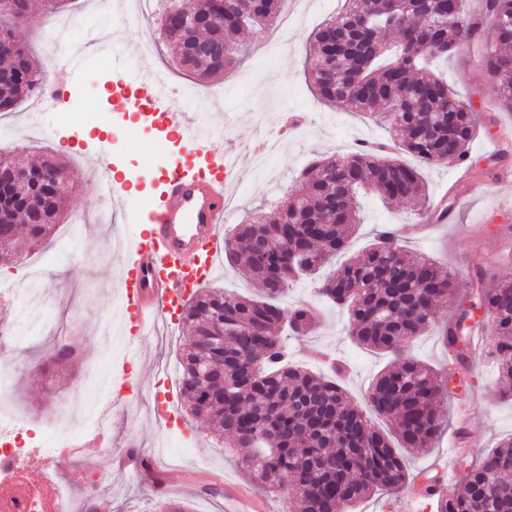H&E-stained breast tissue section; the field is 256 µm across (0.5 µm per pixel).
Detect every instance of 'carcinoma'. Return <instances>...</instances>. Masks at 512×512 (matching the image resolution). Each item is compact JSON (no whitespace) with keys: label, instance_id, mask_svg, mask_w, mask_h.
<instances>
[{"label":"carcinoma","instance_id":"carcinoma-1","mask_svg":"<svg viewBox=\"0 0 512 512\" xmlns=\"http://www.w3.org/2000/svg\"><path fill=\"white\" fill-rule=\"evenodd\" d=\"M0 104L13 106L42 86L46 70L17 36L18 14L1 7ZM190 0L180 6L195 18L188 28L164 26L169 48L186 71L208 78L236 65L239 51L224 59L198 49L201 42L226 45L231 36L254 33L258 21H273L280 0ZM344 0L340 11L313 31V56L304 73L331 107L363 114L384 107L378 120L400 136V149L424 164L473 166L469 147L476 135L470 103L455 94L433 63L472 41L476 25L460 0ZM491 21L495 49L481 58L496 100L512 111V0H481ZM457 137L448 143V123ZM306 190L272 208H256L224 235V255L261 284L245 297L206 287L186 304L180 350L179 392L187 412L243 450V468L261 485L280 490L291 483L288 512H353L377 491L396 493L411 483L402 451L421 453L448 427L447 398L437 372L410 353L412 341L438 328L444 345L465 365L467 312L457 297L456 274L434 260L413 256L390 227L380 230L362 259L346 263L319 281L324 302L346 311L351 336L361 347L391 357L371 384V410L393 423L396 441L381 432L332 377L314 374L288 359L278 328L304 336L318 319L315 307L285 306L296 282L313 277L348 248L362 224L358 195L375 193L414 211L428 200L420 169L396 158L393 148L363 145L344 156L314 159L302 171ZM31 200L26 208L3 207V234H24L32 247L60 223L62 197L32 202V188L14 186ZM268 245V259L257 249ZM497 287L482 295L493 321L487 356L497 368L500 395L512 400V269L497 273ZM448 301L451 322L439 324L435 307ZM73 346L58 340L56 362H69ZM437 512H512V437L472 467L464 484L439 497Z\"/></svg>","mask_w":512,"mask_h":512}]
</instances>
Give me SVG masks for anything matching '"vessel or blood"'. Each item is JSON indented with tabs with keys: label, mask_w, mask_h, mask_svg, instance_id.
Masks as SVG:
<instances>
[{
	"label": "vessel or blood",
	"mask_w": 512,
	"mask_h": 512,
	"mask_svg": "<svg viewBox=\"0 0 512 512\" xmlns=\"http://www.w3.org/2000/svg\"><path fill=\"white\" fill-rule=\"evenodd\" d=\"M143 88L156 109L183 128L186 151L211 156L212 162L203 171L178 169L167 174L166 201L156 208L136 209L122 185L104 176L108 159L96 160L100 173L89 180L90 190L122 207L127 223L141 227L126 243L119 304L129 330L139 336L173 321L182 302L203 286L224 248L227 196L240 166L238 155H212L206 133L186 124L182 113L172 111L152 77L144 78Z\"/></svg>",
	"instance_id": "vessel-or-blood-1"
}]
</instances>
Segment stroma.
Listing matches in <instances>:
<instances>
[{
    "label": "stroma",
    "mask_w": 512,
    "mask_h": 512,
    "mask_svg": "<svg viewBox=\"0 0 512 512\" xmlns=\"http://www.w3.org/2000/svg\"><path fill=\"white\" fill-rule=\"evenodd\" d=\"M283 13L295 24L293 44L288 52L272 54L274 28L248 35L249 50L235 70L204 83L205 91L219 94L220 104L211 109L210 125H223V136L214 138L215 153L236 151L244 156L240 178L233 191L230 224L240 223L244 214L259 204L271 205L291 194L301 193L302 170L319 153L343 155L355 140L388 138V130L354 112L334 111L325 106L308 87L304 61L311 49L308 36L328 16L325 0H305L293 8L283 0ZM60 19L70 20L68 41L78 61L72 64V81L65 97L47 100L36 110V98L18 103L12 111L0 112V125L16 126L20 134L0 144V157L27 153L32 160L54 156L72 168L91 174L98 156H108L112 165L122 166L136 184L131 203L141 207L159 204L163 191L162 174L169 167L197 168L201 160L189 155L167 116L154 112H132L115 89L116 76H123L131 89H138L149 68L138 52L142 36H153L156 62L176 67L160 32L157 14L124 18L110 12L97 17L84 0H68ZM437 69L449 85L470 101L476 115L477 134L471 145L475 162L470 183H458L456 168L437 164L423 168L430 204H444L453 220L424 234H417L419 215L402 203L382 206L375 194L361 197L365 216L346 253L331 261L339 267L348 258L360 255L376 228L393 225L400 244L415 254H424L448 265L461 281L460 300L480 304L492 279L474 284L470 267L483 260L487 270L499 268L502 258L512 255V154L499 153L500 130H512V112L498 108L485 82L477 51L465 47L448 60L438 61ZM84 112H101L102 124L90 127L80 118ZM280 141V150L266 169H257L251 146L259 137ZM160 146L159 155L148 152L149 145ZM67 220L81 219L78 235L60 242L58 235L33 250L23 252L17 263L0 267V290L22 289L27 282V264L44 263L43 288L47 294L34 318H26L24 303L12 297L0 300V357L22 355L23 362L13 373L10 393L28 419L46 420L50 404L71 394L84 380L91 364L102 373L113 367L103 357L98 339L104 315L113 310L117 299L123 254L113 249L103 255L109 240L133 236L137 227L123 221L122 211L109 199L99 197L85 186H78L64 201ZM64 329L75 348L71 363L51 362L52 335ZM182 327L173 325L162 335L126 338L123 349L130 357L128 372H140L141 394L133 415L122 414V401L108 422L113 449L135 448L153 455L164 446L163 474L150 482L131 470L113 463L111 451L88 456L72 465L58 468L55 479H48L47 457L31 454L23 472L27 484L38 486L44 500L63 494L80 503V487L95 480V497L109 500V512H150L163 501L188 503L192 512H218L224 500L202 495L204 479L220 485L231 481L252 491L264 502L266 512H287L288 496L269 493L242 468L240 451L226 447L224 439L199 427L190 417H182L176 427L164 430L155 422L152 404L156 389L153 373L165 370L171 383H179V352ZM293 362L313 372H324L317 357L330 353L347 364L349 373L343 385L351 398L366 406L369 385L383 368L386 356L361 349L351 341L345 311L324 307L323 320L316 333L289 339ZM446 386L448 427L433 448L408 459L411 475L426 472L435 463L447 466L452 482L463 483L474 461L504 437L512 436V403L501 400L497 375L484 347L467 351V365L457 370Z\"/></svg>",
    "instance_id": "stroma-1"
}]
</instances>
